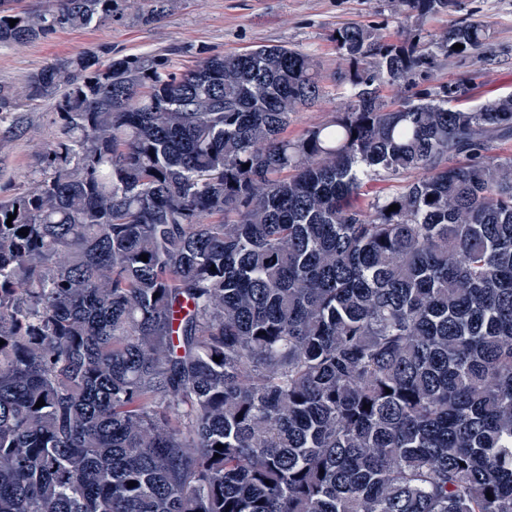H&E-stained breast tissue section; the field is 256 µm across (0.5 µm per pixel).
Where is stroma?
Masks as SVG:
<instances>
[{"label":"stroma","mask_w":512,"mask_h":512,"mask_svg":"<svg viewBox=\"0 0 512 512\" xmlns=\"http://www.w3.org/2000/svg\"><path fill=\"white\" fill-rule=\"evenodd\" d=\"M153 0H127L121 15L87 29L63 30L49 38L0 46V83L22 84L47 63L97 51L103 58L152 55L170 67L185 69L213 55L244 52L259 45H284L308 53L318 63L325 94L298 112L289 137L328 121L346 103V62L334 41L345 23L377 28L398 41L403 28L416 29L421 48L434 45L449 25L486 24L485 48L449 58L436 53L419 88L458 83L470 87L473 102L512 94V0H449L447 12L423 21L405 17L395 0H172L161 16H152ZM25 134L0 152V198L29 186L45 171L43 151L60 135L54 101L25 102L15 114Z\"/></svg>","instance_id":"35a3bbf8"}]
</instances>
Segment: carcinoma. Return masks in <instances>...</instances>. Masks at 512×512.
<instances>
[{"mask_svg": "<svg viewBox=\"0 0 512 512\" xmlns=\"http://www.w3.org/2000/svg\"><path fill=\"white\" fill-rule=\"evenodd\" d=\"M14 2L0 45L121 10ZM336 33L346 105L293 139L323 89L285 46L0 84V119L54 96L61 127L0 201V512H512V95L460 107L411 89L417 34Z\"/></svg>", "mask_w": 512, "mask_h": 512, "instance_id": "obj_1", "label": "carcinoma"}]
</instances>
